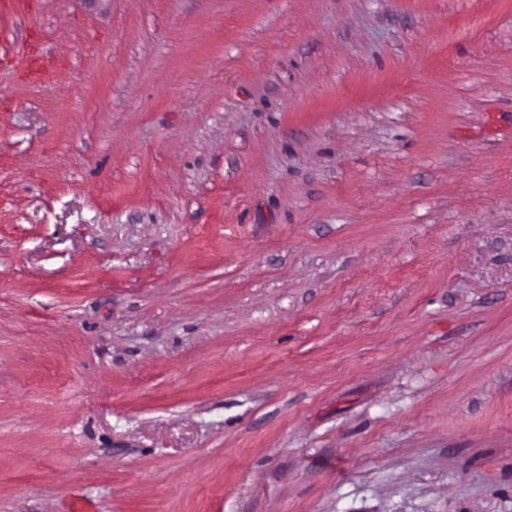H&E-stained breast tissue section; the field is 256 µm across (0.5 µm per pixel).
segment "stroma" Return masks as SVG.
Here are the masks:
<instances>
[{
	"label": "stroma",
	"instance_id": "1",
	"mask_svg": "<svg viewBox=\"0 0 512 512\" xmlns=\"http://www.w3.org/2000/svg\"><path fill=\"white\" fill-rule=\"evenodd\" d=\"M28 2L0 512H512V0Z\"/></svg>",
	"mask_w": 512,
	"mask_h": 512
}]
</instances>
